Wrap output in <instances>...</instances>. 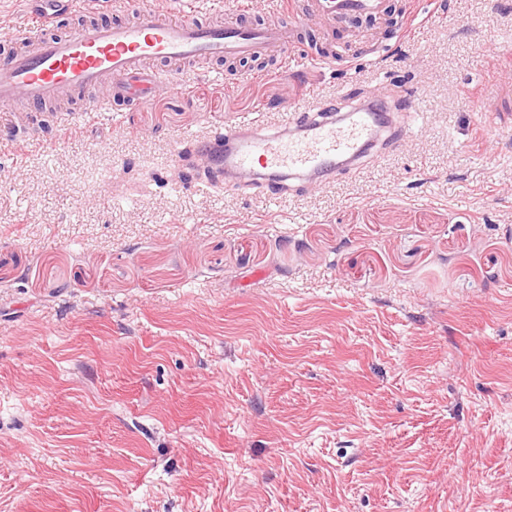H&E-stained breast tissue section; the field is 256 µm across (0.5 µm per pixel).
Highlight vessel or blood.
<instances>
[{"instance_id":"obj_1","label":"vessel or blood","mask_w":512,"mask_h":512,"mask_svg":"<svg viewBox=\"0 0 512 512\" xmlns=\"http://www.w3.org/2000/svg\"><path fill=\"white\" fill-rule=\"evenodd\" d=\"M41 2L36 33L10 36L0 50V112L21 103L46 112L63 99L85 117L121 112L166 90L174 67L205 59L234 71L245 61L292 54L302 45L305 16L332 30L356 18L380 23L389 12V0H306L305 15L291 14L285 24L238 9L205 21L172 17L168 0H113L117 17L103 21L82 0ZM63 9L79 17L66 33L57 29ZM322 109L313 102L277 129L242 118L217 130L202 151L225 182L271 180L275 201L285 181L331 177L337 166L358 161L378 132L390 131V144L399 140L400 129L389 126L386 113L355 104L336 120Z\"/></svg>"}]
</instances>
